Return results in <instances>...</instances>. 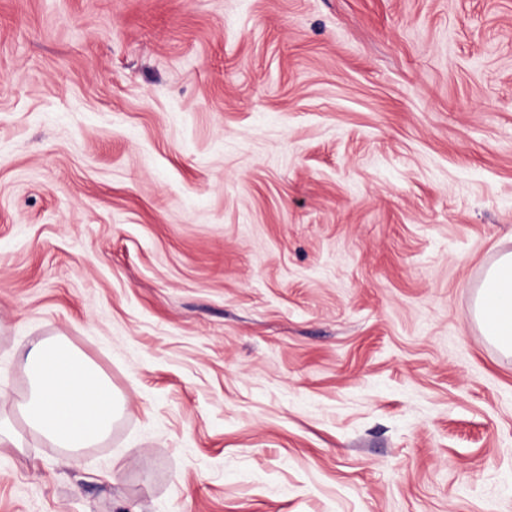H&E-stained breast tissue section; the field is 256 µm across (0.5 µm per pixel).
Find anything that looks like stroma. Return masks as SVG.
<instances>
[{
	"mask_svg": "<svg viewBox=\"0 0 512 512\" xmlns=\"http://www.w3.org/2000/svg\"><path fill=\"white\" fill-rule=\"evenodd\" d=\"M505 251L512 0H0V512H512ZM474 314L482 333L512 354V251L502 253L480 284ZM29 394L22 406L32 432L78 461L109 436L123 403L108 376L63 339L41 341L26 354Z\"/></svg>",
	"mask_w": 512,
	"mask_h": 512,
	"instance_id": "35a3bbf8",
	"label": "stroma"
}]
</instances>
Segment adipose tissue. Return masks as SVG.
<instances>
[{
    "label": "adipose tissue",
    "mask_w": 512,
    "mask_h": 512,
    "mask_svg": "<svg viewBox=\"0 0 512 512\" xmlns=\"http://www.w3.org/2000/svg\"><path fill=\"white\" fill-rule=\"evenodd\" d=\"M474 314L482 333L512 354V251L502 253L480 284ZM29 394L22 406L32 432L64 457L109 436L123 405L108 376L63 339L34 344L26 354Z\"/></svg>",
    "instance_id": "1"
}]
</instances>
